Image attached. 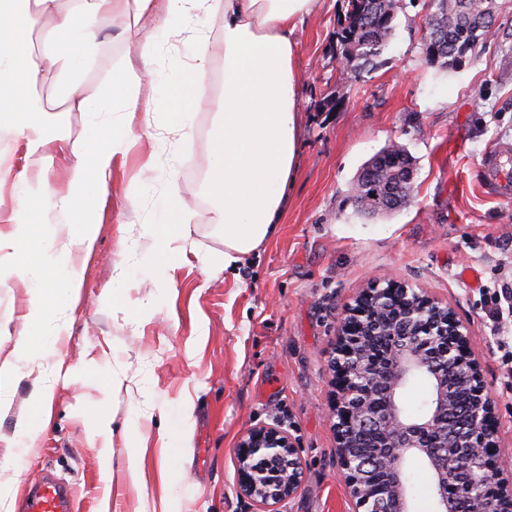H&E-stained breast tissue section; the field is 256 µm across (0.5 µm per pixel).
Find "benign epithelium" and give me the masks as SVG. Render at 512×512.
Masks as SVG:
<instances>
[{"mask_svg":"<svg viewBox=\"0 0 512 512\" xmlns=\"http://www.w3.org/2000/svg\"><path fill=\"white\" fill-rule=\"evenodd\" d=\"M401 287L390 280L356 296L332 347L329 410L354 512H411L409 460L429 473L438 512H512V468L466 323L451 304L419 294L377 340L375 306ZM418 375L429 382L430 402L412 418L400 394ZM236 457L238 492L258 512H276L303 483L295 439L279 426L248 431Z\"/></svg>","mask_w":512,"mask_h":512,"instance_id":"7a95c632","label":"benign epithelium"}]
</instances>
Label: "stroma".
<instances>
[{
    "instance_id": "obj_1",
    "label": "stroma",
    "mask_w": 512,
    "mask_h": 512,
    "mask_svg": "<svg viewBox=\"0 0 512 512\" xmlns=\"http://www.w3.org/2000/svg\"><path fill=\"white\" fill-rule=\"evenodd\" d=\"M497 3L498 33L446 73L422 60V0H402L376 68L361 71L336 52L345 0H318L294 32L303 130L288 208L274 235L231 272L214 225L187 226L177 256L141 233L170 187L204 211L215 105H202L185 140L156 135L136 117L134 152L89 205L97 254L58 344L50 424L33 447L12 441L19 416L39 417L32 378L0 393V467L19 478L18 497L51 475L69 485L75 512H255L237 493L235 448L252 428L278 424L295 437L305 470L278 512H352L336 466L328 364L345 307L389 278L450 303L467 324L512 453V377L482 291L512 290V201L485 190L482 173L486 151L512 149V0ZM196 44L191 28L160 41L156 69L181 74ZM393 142L415 160L413 203L357 213L354 180ZM0 152L54 188L73 161L59 153L46 163L12 136L0 138ZM123 222L132 225L126 242ZM118 259L124 278L116 283ZM25 306L23 289L0 288L4 347L22 335L41 346L39 328L22 319ZM103 415L107 437L96 433ZM138 438L143 461L133 474L129 444Z\"/></svg>"
}]
</instances>
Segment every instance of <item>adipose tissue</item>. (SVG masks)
<instances>
[{
    "instance_id": "adipose-tissue-1",
    "label": "adipose tissue",
    "mask_w": 512,
    "mask_h": 512,
    "mask_svg": "<svg viewBox=\"0 0 512 512\" xmlns=\"http://www.w3.org/2000/svg\"><path fill=\"white\" fill-rule=\"evenodd\" d=\"M317 0H0V129L27 142L39 153L50 144L71 153L74 161L65 190L16 172L0 153V186L11 184L21 207L0 213L13 225L10 237L0 236V288L19 282L28 298V320L46 336L42 353L19 337L0 360V387L23 371L44 367L65 331L59 316L81 301L84 262L98 235L93 215H85L77 235L60 236L33 260L18 263L16 253L27 238V226L41 210L71 216L84 207L93 191L105 190L117 158L127 157L137 139L131 123L137 112L149 111L155 124L189 135L196 107L206 98L203 75L209 67L207 33H199L186 77L162 80L152 76L157 38L194 21L216 17L224 43L214 134L205 172L207 223L224 234V265L231 268L257 250L275 232L288 207V194L298 166L302 116L301 85L295 60V23L309 15ZM95 26H87V16ZM153 36H145V26ZM118 28L127 47L112 80L94 94L72 84L62 95L69 112L89 118V135L74 143L59 132V115L46 111L36 93L60 59L82 54L96 43L100 30ZM55 40L50 50H34L33 32ZM111 115L106 145L97 134L104 115ZM59 268L57 289L45 286V272Z\"/></svg>"
}]
</instances>
